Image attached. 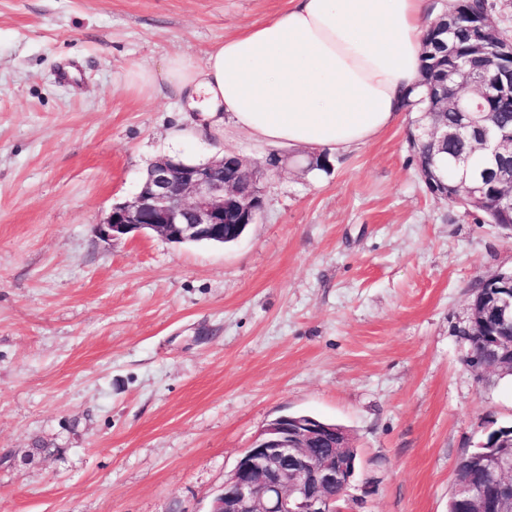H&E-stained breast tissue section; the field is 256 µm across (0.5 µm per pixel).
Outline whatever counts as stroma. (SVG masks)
Listing matches in <instances>:
<instances>
[{
  "mask_svg": "<svg viewBox=\"0 0 512 512\" xmlns=\"http://www.w3.org/2000/svg\"><path fill=\"white\" fill-rule=\"evenodd\" d=\"M287 7L0 0V512H207L301 411L350 432L344 512H448L460 460L512 425V378L477 380L463 336L512 233L429 192L414 113L313 173L230 127L173 143L192 113L125 83ZM226 153L283 159L237 242L95 234L156 159Z\"/></svg>",
  "mask_w": 512,
  "mask_h": 512,
  "instance_id": "35a3bbf8",
  "label": "stroma"
}]
</instances>
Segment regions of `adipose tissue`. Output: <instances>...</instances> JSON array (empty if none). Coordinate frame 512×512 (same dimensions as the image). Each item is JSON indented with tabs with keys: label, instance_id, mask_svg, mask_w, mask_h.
<instances>
[{
	"label": "adipose tissue",
	"instance_id": "1",
	"mask_svg": "<svg viewBox=\"0 0 512 512\" xmlns=\"http://www.w3.org/2000/svg\"><path fill=\"white\" fill-rule=\"evenodd\" d=\"M429 0H289L286 12L225 38L202 64L168 58L127 70L151 94L166 81L199 125L269 145L343 154L379 138L418 94Z\"/></svg>",
	"mask_w": 512,
	"mask_h": 512
}]
</instances>
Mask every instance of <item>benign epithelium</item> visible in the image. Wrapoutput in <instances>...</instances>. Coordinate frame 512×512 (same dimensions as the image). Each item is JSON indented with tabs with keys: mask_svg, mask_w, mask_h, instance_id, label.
<instances>
[{
	"mask_svg": "<svg viewBox=\"0 0 512 512\" xmlns=\"http://www.w3.org/2000/svg\"><path fill=\"white\" fill-rule=\"evenodd\" d=\"M461 23L457 10L430 23L425 50H440L448 61L435 71L428 87L431 107L415 125L414 142L439 147L477 132L469 154L454 159L462 177H435L439 199L486 214L484 222L511 229L498 220L502 202L512 200V127L491 124L486 106L512 97V37L505 35L484 10L469 25L466 49L456 43ZM457 112L463 122L450 128L438 120V109ZM482 157L502 189L497 202L488 200L479 181L467 178L472 155ZM280 157L265 164L225 154L201 164L162 157L151 164L138 192L115 203L94 226L103 239L153 232L170 243L206 241L224 244L229 216L239 231L257 222L264 198L261 178L279 167ZM235 171L224 180V169ZM481 303L470 304L465 340L466 366L473 372H512V271L481 277ZM350 447L345 434L323 421L283 415L266 425L238 458L222 492L208 512H343L356 459L343 456ZM457 470L453 496L460 512H512V430L479 444Z\"/></svg>",
	"mask_w": 512,
	"mask_h": 512,
	"instance_id": "benign-epithelium-1",
	"label": "benign epithelium"
}]
</instances>
